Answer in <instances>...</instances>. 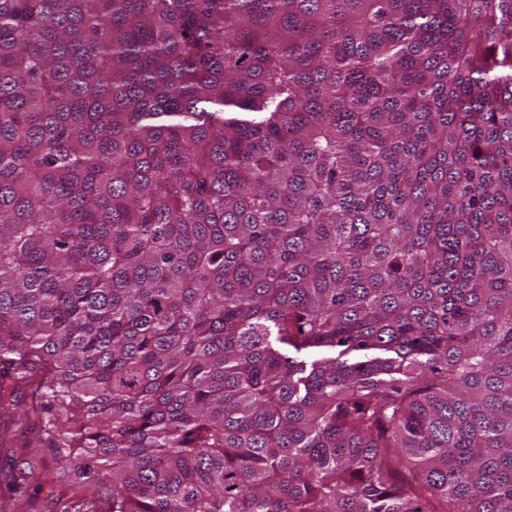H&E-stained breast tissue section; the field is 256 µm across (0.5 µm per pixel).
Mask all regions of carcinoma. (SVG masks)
I'll return each mask as SVG.
<instances>
[{
    "label": "carcinoma",
    "mask_w": 512,
    "mask_h": 512,
    "mask_svg": "<svg viewBox=\"0 0 512 512\" xmlns=\"http://www.w3.org/2000/svg\"><path fill=\"white\" fill-rule=\"evenodd\" d=\"M61 512H512V0H0V441Z\"/></svg>",
    "instance_id": "cac0c4a2"
}]
</instances>
